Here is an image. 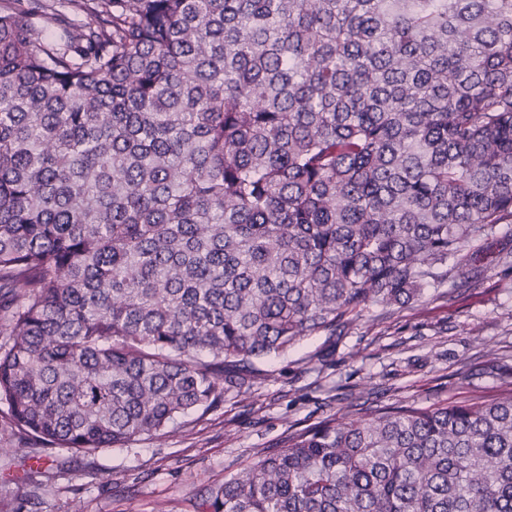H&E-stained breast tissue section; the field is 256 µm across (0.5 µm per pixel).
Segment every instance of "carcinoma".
<instances>
[{"instance_id":"cac0c4a2","label":"carcinoma","mask_w":512,"mask_h":512,"mask_svg":"<svg viewBox=\"0 0 512 512\" xmlns=\"http://www.w3.org/2000/svg\"><path fill=\"white\" fill-rule=\"evenodd\" d=\"M88 21L57 38L36 15ZM512 0H0V404L92 456L235 366L512 266ZM207 512H512V382L330 415Z\"/></svg>"}]
</instances>
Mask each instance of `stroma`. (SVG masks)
Masks as SVG:
<instances>
[{
  "mask_svg": "<svg viewBox=\"0 0 512 512\" xmlns=\"http://www.w3.org/2000/svg\"><path fill=\"white\" fill-rule=\"evenodd\" d=\"M256 382L161 438L140 439L64 468L31 474L36 441L21 442L0 405V512H204L210 484L283 445L291 430L377 404L445 403L496 391L512 374V268L457 280L351 333H320L254 360Z\"/></svg>",
  "mask_w": 512,
  "mask_h": 512,
  "instance_id": "1",
  "label": "stroma"
}]
</instances>
